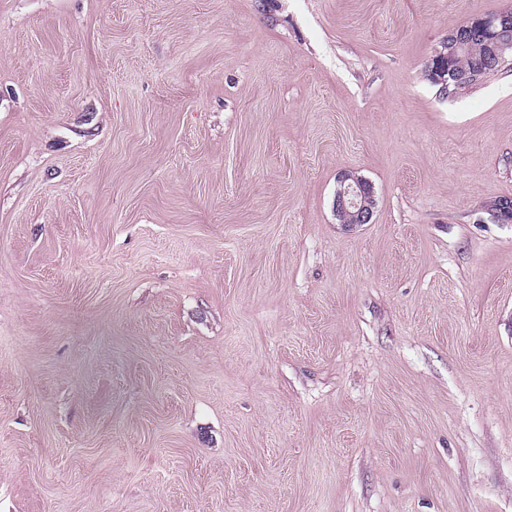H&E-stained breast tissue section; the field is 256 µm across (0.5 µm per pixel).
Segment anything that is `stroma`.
Masks as SVG:
<instances>
[{
	"mask_svg": "<svg viewBox=\"0 0 512 512\" xmlns=\"http://www.w3.org/2000/svg\"><path fill=\"white\" fill-rule=\"evenodd\" d=\"M511 7L0 0V512H512ZM453 32L465 37L463 46L457 51L458 60L469 67L479 65L478 68L485 71L483 79L500 71L505 66L499 67V62L493 58L487 44L488 37L485 34L481 35L477 31L469 32L464 28V24ZM446 45H448V52L443 51ZM455 53L454 39H452L449 44L447 42L443 46V49L435 51L426 64V69H431L434 83L441 84L442 90L447 89L448 84H452L460 90L469 83L470 77L476 73L474 68L471 70L456 68L451 62ZM374 206V192L368 182L349 173L340 178L334 208L341 224L350 227L370 223Z\"/></svg>",
	"mask_w": 512,
	"mask_h": 512,
	"instance_id": "obj_1",
	"label": "stroma"
}]
</instances>
